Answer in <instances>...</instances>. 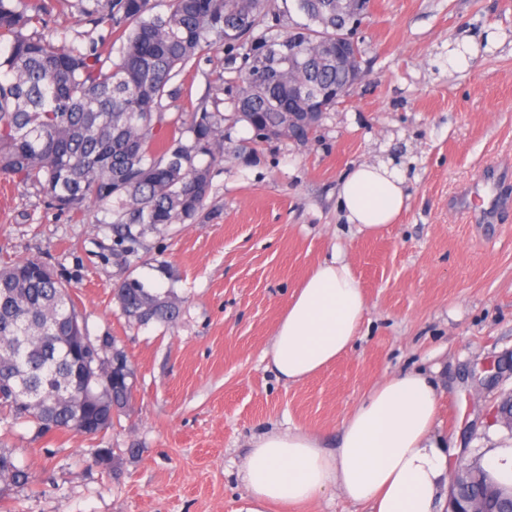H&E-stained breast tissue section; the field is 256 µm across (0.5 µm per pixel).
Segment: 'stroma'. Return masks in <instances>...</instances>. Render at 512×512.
I'll use <instances>...</instances> for the list:
<instances>
[{"label":"stroma","mask_w":512,"mask_h":512,"mask_svg":"<svg viewBox=\"0 0 512 512\" xmlns=\"http://www.w3.org/2000/svg\"><path fill=\"white\" fill-rule=\"evenodd\" d=\"M356 38L364 76L316 134L256 145L249 127L225 124L203 214L145 229L133 266L113 256L97 213L76 223L0 175V260L49 266L88 334L116 337L135 372L126 411L97 439L0 424L31 476L7 491V512H232L255 438L300 428L335 447L373 386L409 370L434 384L439 431L461 449L449 468L512 447L493 419L512 392V208L478 224L452 205L487 169L512 172V0H375ZM466 39L474 57L451 67L449 49ZM224 64L222 50L203 53L180 111L223 98ZM378 162L403 172L409 199L396 224L367 237L346 223L338 190L351 167ZM334 254L366 295L361 333L318 375L282 383L264 354L292 295ZM130 274L173 289L174 323L122 314L112 290ZM131 446L139 455L111 471L92 458Z\"/></svg>","instance_id":"stroma-1"}]
</instances>
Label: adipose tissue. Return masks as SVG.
I'll list each match as a JSON object with an SVG mask.
<instances>
[{"label":"adipose tissue","instance_id":"adipose-tissue-1","mask_svg":"<svg viewBox=\"0 0 512 512\" xmlns=\"http://www.w3.org/2000/svg\"><path fill=\"white\" fill-rule=\"evenodd\" d=\"M400 171L361 163L342 178L338 202L358 232L394 224L408 196ZM366 300L351 265L317 264L279 321L269 363L279 379L299 383L343 356L363 323ZM438 399L427 377L386 378L342 421L335 449L301 429H273L255 440L240 465L246 493L234 512H268L274 504L312 502L330 490L368 512H438L457 454L434 434Z\"/></svg>","mask_w":512,"mask_h":512}]
</instances>
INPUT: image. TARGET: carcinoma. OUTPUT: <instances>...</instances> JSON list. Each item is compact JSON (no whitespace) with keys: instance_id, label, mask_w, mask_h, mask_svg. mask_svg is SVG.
<instances>
[{"instance_id":"cac0c4a2","label":"carcinoma","mask_w":512,"mask_h":512,"mask_svg":"<svg viewBox=\"0 0 512 512\" xmlns=\"http://www.w3.org/2000/svg\"><path fill=\"white\" fill-rule=\"evenodd\" d=\"M92 29L72 37L50 26L47 0H0V175L35 189L78 220L112 214V255L129 262L142 229L196 219L224 161L220 104L260 133L288 111V43L309 58L295 71L311 94L347 89L350 74L318 54L346 33L332 0H305V21L270 11L268 0H92ZM224 50V94L212 107L170 117L174 83L206 49ZM206 156L209 162L198 163ZM139 231H133V228ZM122 313L141 324L173 323L179 300L131 275L114 289ZM80 318L70 286L37 259L0 265V422L24 419L39 437L83 431L62 404L81 376L66 349ZM29 476L0 447V497Z\"/></svg>"}]
</instances>
